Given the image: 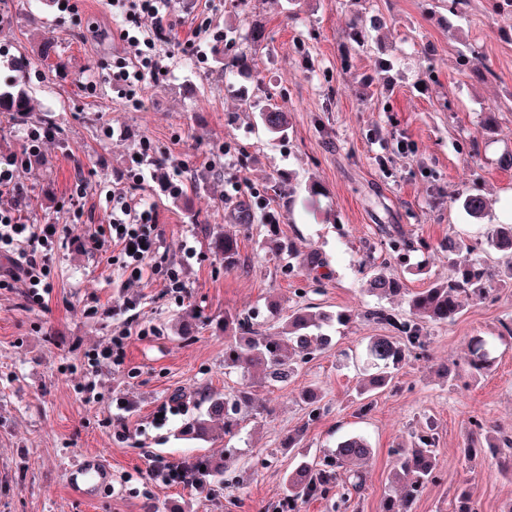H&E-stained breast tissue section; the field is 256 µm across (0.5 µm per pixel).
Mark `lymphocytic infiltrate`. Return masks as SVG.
<instances>
[{"instance_id":"f902f5d3","label":"lymphocytic infiltrate","mask_w":512,"mask_h":512,"mask_svg":"<svg viewBox=\"0 0 512 512\" xmlns=\"http://www.w3.org/2000/svg\"><path fill=\"white\" fill-rule=\"evenodd\" d=\"M216 0H196L195 10L203 20L192 30L186 42L198 63L209 60L219 44L225 40L221 28L211 26L205 15L213 11ZM117 24V34L125 45V52L112 62L108 75L119 97L142 106L141 90L147 80H159L167 68L162 46L175 42L183 19L176 15L173 0H112ZM49 127L28 124L23 128V148L18 152L0 153V253L10 256L11 268L0 272V288L23 284L30 303L40 305L49 296L53 286L49 262L37 261L40 252H52L58 238V227L41 225L32 230L24 216L28 192L20 181L23 170L42 157L41 147L50 136ZM158 159L149 142H142L136 157L130 158L127 168L117 182L89 185L83 178H76L67 199L75 218H82L90 195L104 196L110 205L105 224L99 225L90 235L93 253H108L116 248L110 262L121 275L140 278L143 273L162 276L168 292L176 300H183L187 285L182 271L168 260L159 214L154 207H147L128 194L127 185H144L154 176Z\"/></svg>"}]
</instances>
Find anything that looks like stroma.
<instances>
[{"label": "stroma", "mask_w": 512, "mask_h": 512, "mask_svg": "<svg viewBox=\"0 0 512 512\" xmlns=\"http://www.w3.org/2000/svg\"><path fill=\"white\" fill-rule=\"evenodd\" d=\"M72 13L57 14L51 0H0V75L12 63H31L27 88L57 119L44 161L21 180L28 191L30 223L58 225L62 247L52 252L55 286L45 305L27 302L22 289H0V512H262L282 495L281 477L303 457H318L348 434H360L374 454L362 496L348 512H377L397 444L425 422L436 425L439 482L427 484L416 512H445L462 482L475 487L478 512H505L512 504V475L497 458L467 461L462 448L468 420L483 419L489 431L512 430V288L486 300L462 301L454 322L426 325L427 352L399 374L396 390L376 395L362 409L355 388L368 366L369 337L386 326L366 316L385 308L405 312L403 300L365 293L366 262L388 263L405 288L418 291L448 276V255L418 249L405 257L387 251L380 225L394 224L412 239L433 244L459 235L476 254L499 264L487 248L488 232L512 224V42L499 32L512 16L491 18L472 0L467 18H456L435 0H223L214 15L232 51L197 65L183 45L194 20L171 46L167 77L147 81L144 105L133 108L113 93L106 74L122 45L109 0H74ZM380 16L381 30L365 29L363 45L348 43L354 12ZM264 30L261 46L246 40L249 28ZM54 40L70 75L60 79L53 61L38 57L35 38ZM480 53L493 72L477 81L458 64L465 46ZM246 53L253 78L227 75L232 53ZM287 112L286 138L272 139L258 114L268 102ZM497 127L480 129L485 112ZM159 157L186 164V189L177 199L156 180L135 190L160 217L169 260L183 267L184 303L165 295L160 281L124 287L103 256L92 255L87 237L105 223V203L90 197L85 219L74 220L66 192L75 177L97 184L119 176L141 141ZM232 143V165L221 148ZM245 178L267 197L277 221L269 232L262 212L250 226L236 213L247 198L225 202L224 186ZM318 185L311 193L310 185ZM481 193L489 201L478 219L455 202ZM230 230L240 240L241 268L225 270L212 249L211 231ZM194 240L197 255L184 260L181 244ZM318 250L323 268L288 271L278 243ZM283 311L317 307L356 312L332 331V346L304 364L282 385L256 381L254 394L267 414L246 416L233 445L239 460L220 496L184 484H166L157 468H169L211 451L209 443L175 439L180 418L163 414L178 388L207 386L230 392L238 373L224 370V313H250L261 329L272 328L268 303ZM194 311L192 339L177 334L180 317ZM155 326L157 335H141ZM127 332L119 367L101 366L96 395L81 387L87 352ZM476 336L495 341L493 364L464 384L440 375L461 369ZM319 387L324 412L310 421L302 389ZM303 429L301 447L288 436ZM96 458L101 484L75 482L70 462Z\"/></svg>", "instance_id": "35a3bbf8"}]
</instances>
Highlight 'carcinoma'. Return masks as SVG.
I'll list each match as a JSON object with an SVG mask.
<instances>
[{"mask_svg": "<svg viewBox=\"0 0 512 512\" xmlns=\"http://www.w3.org/2000/svg\"><path fill=\"white\" fill-rule=\"evenodd\" d=\"M460 66L477 79H483L486 68L475 52L460 53ZM28 65L15 61V75L0 85V113L6 112L16 124L29 122L40 112V103L25 89ZM261 125L269 135L282 139L288 135V113L275 104H269L259 113ZM455 202L471 217L484 215L487 204L480 194L467 193ZM489 248L508 256L496 269H490L478 260L459 261L456 256L471 247L464 238L448 239V279L434 283L421 291L409 292L395 276L381 272L380 266L371 267L366 280L367 292L384 298L405 297L407 314L378 309L367 313L370 319L387 326L391 334L370 337L367 356L372 373L357 386V397L365 400L375 394L396 387V377L406 365L416 348H423L422 325L454 321L461 312V299L471 297L487 299L492 285H512V224L497 225L487 237ZM213 249L224 259V269L233 270L239 263L238 237L232 233L217 232L213 235ZM288 266H313L320 264L315 252L301 256L298 250L288 247ZM354 314L348 310L336 313L298 308L281 321L278 332L266 334L255 327L250 316L236 312L224 313V369L242 373L243 381L230 393H217L208 388L194 392L177 389L168 398L170 407L177 411L189 405L198 412L180 424L177 434L186 440L224 441V453L200 454L191 462L178 468L162 470L158 477L166 476L208 494L224 483L228 465L224 456L234 455L230 442L238 435L242 414L252 411L257 415L267 412L266 406L256 403L253 379L260 375L266 380L284 385L295 377L302 365L326 349L332 338L324 330L334 324H347ZM491 363L489 343L474 339L469 344L467 364L473 372H481ZM322 393L316 387L301 392V401L310 408L309 418L320 414ZM493 448L512 449V435L493 436L483 423H471L464 456L471 460ZM396 465L388 475V490L379 503V512H414V504L421 490L438 477L435 438L423 431L412 440L391 449ZM372 455L369 441L362 435H349L336 447L318 459H304L288 470L283 478V496L280 502L265 508L274 512H300L310 501L326 500L338 508L346 503L345 494L364 489V468ZM448 512H476L473 487L469 483L458 486L448 504Z\"/></svg>", "mask_w": 512, "mask_h": 512, "instance_id": "carcinoma-1", "label": "carcinoma"}]
</instances>
